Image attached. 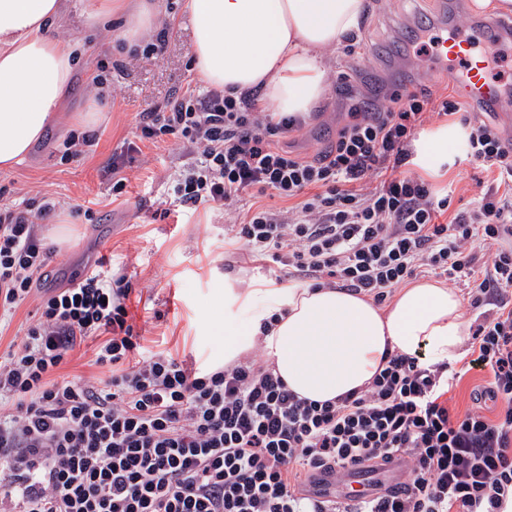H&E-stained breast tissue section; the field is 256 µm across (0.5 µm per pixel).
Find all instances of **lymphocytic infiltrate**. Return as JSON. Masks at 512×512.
<instances>
[{
    "instance_id": "lymphocytic-infiltrate-1",
    "label": "lymphocytic infiltrate",
    "mask_w": 512,
    "mask_h": 512,
    "mask_svg": "<svg viewBox=\"0 0 512 512\" xmlns=\"http://www.w3.org/2000/svg\"><path fill=\"white\" fill-rule=\"evenodd\" d=\"M454 115L465 157L493 174L456 211L452 191L413 171L427 123ZM304 123L265 111L254 91L174 90L139 113L135 139L113 154L112 193L126 187L125 153L179 142L181 212H232L251 193L287 201L228 227L277 282L378 305L422 274L466 288L476 316L463 370L394 351L365 388L319 402L289 390L257 350L204 371L143 355L128 277L99 267L40 289L54 249L38 226L58 204H4L0 320L41 298L0 355V512H331L315 473L343 481L399 464L400 491L359 496L343 512H501L512 492V144L454 96L415 87L354 113L314 157L286 145ZM89 340L110 378H61ZM467 371L490 381L461 414L448 393Z\"/></svg>"
}]
</instances>
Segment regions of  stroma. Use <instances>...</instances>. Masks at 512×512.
Returning <instances> with one entry per match:
<instances>
[{"instance_id":"1","label":"stroma","mask_w":512,"mask_h":512,"mask_svg":"<svg viewBox=\"0 0 512 512\" xmlns=\"http://www.w3.org/2000/svg\"><path fill=\"white\" fill-rule=\"evenodd\" d=\"M89 0H66L56 36L92 43L82 58L71 93L64 102L66 114L86 110L99 65H108L105 118L96 128L88 152L74 162H62L57 147L72 129L61 123L49 127L29 155L10 170H0V203L40 199L51 194L62 204L54 218L44 223L42 235L55 249L44 287L58 288L91 270L97 261L111 265L114 275L127 274L134 288L136 321L144 330L142 346L191 361L201 367L224 358V286L230 281L270 280L262 265L247 261L233 274L224 272L223 211L199 208L193 215H162L173 179L182 165V150L175 143L143 147L127 159L123 174L126 192L116 197L103 168L113 151L133 139L136 115L162 101L172 89L192 83L191 26L184 0H158L160 18H173L178 33L166 53L139 60L119 53L117 30L89 27L85 10ZM430 0H369L368 12L357 39L358 56L343 49L330 53L325 75L327 90L317 114L291 135L296 153L311 157L325 148L349 119L356 99L386 104L388 95L402 86L447 89L457 94L452 77L432 79L429 64L432 41H417L405 51L404 40L414 16L434 13ZM349 76V97L336 94V78ZM435 188L455 184L454 207L467 206L481 195L488 172L466 161L436 174L425 172ZM93 219H86L85 210Z\"/></svg>"}]
</instances>
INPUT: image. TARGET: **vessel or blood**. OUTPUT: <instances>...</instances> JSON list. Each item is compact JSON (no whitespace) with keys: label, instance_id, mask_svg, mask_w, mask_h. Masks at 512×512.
Returning <instances> with one entry per match:
<instances>
[{"label":"vessel or blood","instance_id":"1","mask_svg":"<svg viewBox=\"0 0 512 512\" xmlns=\"http://www.w3.org/2000/svg\"><path fill=\"white\" fill-rule=\"evenodd\" d=\"M512 43V20L479 15L471 28L458 37L438 39L435 45L436 77L454 76L467 101L476 103L502 120L512 119V87L494 81V58L479 52L482 44L504 46Z\"/></svg>","mask_w":512,"mask_h":512}]
</instances>
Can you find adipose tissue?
Listing matches in <instances>:
<instances>
[{
  "label": "adipose tissue",
  "mask_w": 512,
  "mask_h": 512,
  "mask_svg": "<svg viewBox=\"0 0 512 512\" xmlns=\"http://www.w3.org/2000/svg\"><path fill=\"white\" fill-rule=\"evenodd\" d=\"M190 55L200 84L258 91L269 112L308 116L325 92L327 49L358 32L367 0H185ZM64 0H0V168L20 163L73 87L78 46L52 28ZM156 0H92L88 21L117 25L128 47L153 32ZM463 142L443 126L417 143L419 163L439 170ZM284 317L269 333L264 319ZM470 322L462 299L438 281L400 289L387 306L334 288H267L261 281L224 290V362L262 345L289 389L333 400L365 387L382 355L398 350L426 364L462 356Z\"/></svg>",
  "instance_id": "ef3b65f1"
}]
</instances>
